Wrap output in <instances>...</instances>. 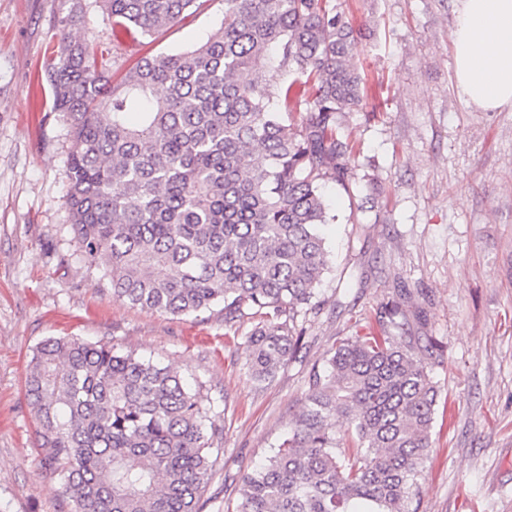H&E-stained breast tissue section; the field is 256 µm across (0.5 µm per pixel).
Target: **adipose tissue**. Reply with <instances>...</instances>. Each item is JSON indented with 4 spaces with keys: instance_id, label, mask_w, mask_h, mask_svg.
<instances>
[{
    "instance_id": "ef3b65f1",
    "label": "adipose tissue",
    "mask_w": 512,
    "mask_h": 512,
    "mask_svg": "<svg viewBox=\"0 0 512 512\" xmlns=\"http://www.w3.org/2000/svg\"><path fill=\"white\" fill-rule=\"evenodd\" d=\"M452 45L461 97L485 111L512 105V0H460Z\"/></svg>"
}]
</instances>
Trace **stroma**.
Instances as JSON below:
<instances>
[{
    "label": "stroma",
    "mask_w": 512,
    "mask_h": 512,
    "mask_svg": "<svg viewBox=\"0 0 512 512\" xmlns=\"http://www.w3.org/2000/svg\"><path fill=\"white\" fill-rule=\"evenodd\" d=\"M84 3L69 33L106 48L116 75L192 49L224 19V0H196L175 25L116 48L98 0ZM336 5L362 33L365 105L342 118L359 149L352 190L326 186L325 304L303 321L298 359L261 384L245 365L254 319L228 336L220 315H161L100 291V268L70 233L71 142L44 75L70 0H0V512L73 508L34 446L25 377L44 339L109 342L202 384L223 439L197 509L237 512L243 476L294 429L328 345L379 330L381 307L404 290L415 335L434 344L425 360L439 390L414 512H512V105L484 111L459 96V0Z\"/></svg>",
    "instance_id": "1"
}]
</instances>
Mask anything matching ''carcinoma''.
I'll return each instance as SVG.
<instances>
[{
    "label": "carcinoma",
    "mask_w": 512,
    "mask_h": 512,
    "mask_svg": "<svg viewBox=\"0 0 512 512\" xmlns=\"http://www.w3.org/2000/svg\"><path fill=\"white\" fill-rule=\"evenodd\" d=\"M112 44L184 18L196 0H100ZM71 0L64 32L83 17ZM357 38L335 0H224L192 50L142 58L117 82L99 51L62 35L44 73L71 137L65 206L102 287L173 316L219 309L261 321L246 366L270 380L321 310L335 220L326 183L350 191L342 114L363 104ZM297 112L294 128L284 115ZM371 333L333 343L309 375L296 427L243 480L238 512H410L438 391L402 304ZM36 446L74 512H197L223 431L179 372L101 341L48 338L26 378ZM351 431L336 437L334 418Z\"/></svg>",
    "instance_id": "carcinoma-1"
}]
</instances>
